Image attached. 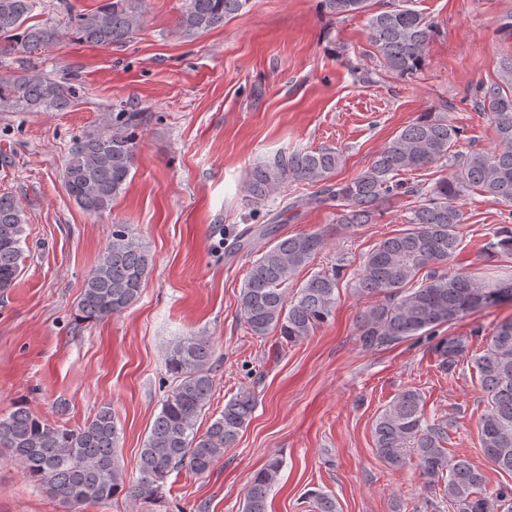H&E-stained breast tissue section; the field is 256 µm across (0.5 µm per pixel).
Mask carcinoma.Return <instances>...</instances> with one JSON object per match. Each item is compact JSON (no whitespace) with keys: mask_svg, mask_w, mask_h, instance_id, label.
I'll list each match as a JSON object with an SVG mask.
<instances>
[{"mask_svg":"<svg viewBox=\"0 0 512 512\" xmlns=\"http://www.w3.org/2000/svg\"><path fill=\"white\" fill-rule=\"evenodd\" d=\"M248 0H183L176 21L186 35L219 28L240 12ZM370 0H320L328 14L347 16L369 11ZM38 0H0V53L32 54L48 44H60L66 34L26 21ZM145 22L143 0H107L97 10L74 17L71 35L91 46L121 45ZM435 25L419 12L400 5L371 15L369 39L384 67L400 76L415 74L426 58ZM75 89L38 72L16 78L0 77V108L24 112H62ZM478 107L496 131L488 151H452L459 129L434 112L423 114L398 132L367 169L346 182H331L344 162L332 148L294 150L253 167L247 186L248 204L266 206L270 196L288 180L320 185L309 203L337 210V223L347 228L372 223L376 214L394 204L407 189L404 172L444 164L448 174L425 193L421 204L405 218L409 228L376 244L364 257L355 292L382 296L384 302L361 316L360 341L366 347L389 346L470 314L512 302V278L492 285L447 265L461 241L464 213L458 201L479 190L512 204V59L503 63L501 82L483 88ZM135 115L106 121L103 130L73 143L65 165L68 194L86 212L102 214L126 189L136 153ZM276 217L246 229L232 248L250 249L254 238L276 232ZM26 220L17 200L0 195V290L12 287L20 274L21 244ZM324 234L301 232L280 237L252 261L238 295L240 316L251 334L272 331L289 344L302 341L325 322L336 305L339 269L313 274L302 286L290 288L297 271L326 248ZM489 257L512 256V226L494 228L486 246ZM151 258L125 224L112 225V235L81 294L77 317L84 322L117 316L140 297ZM467 339H443L446 356L465 351ZM212 347L203 337H185L170 345L166 366L173 386L156 416L140 452L139 476L127 481L117 455L120 429L108 406L73 429L54 427L19 406L0 418V450L30 479L69 509L103 502L119 494L137 501H156L169 475L188 467L208 471L245 429L254 409L251 393L229 399L220 416L205 431L198 416L210 402ZM474 365L488 407L479 422L485 457L512 474V320L495 326ZM445 426L426 420L425 400L416 388H405L385 406L373 423L376 452L389 466L406 465V448H413L424 486L439 487L442 498L459 512H512V488L482 492L484 475L466 459L448 458L443 446ZM281 460L267 461L250 481L243 512H267V499L278 483Z\"/></svg>","mask_w":512,"mask_h":512,"instance_id":"cac0c4a2","label":"carcinoma"}]
</instances>
